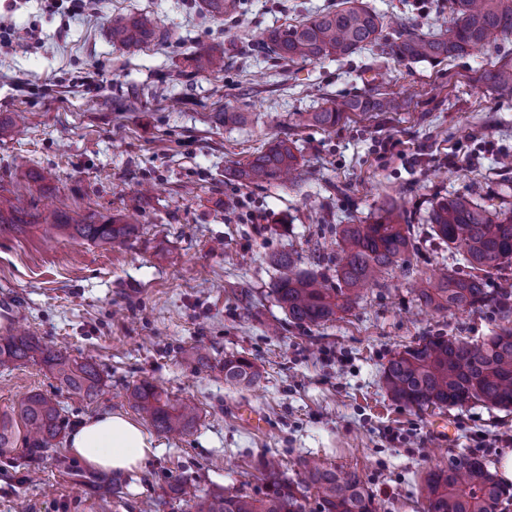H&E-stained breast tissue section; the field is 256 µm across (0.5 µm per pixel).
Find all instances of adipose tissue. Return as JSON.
I'll use <instances>...</instances> for the list:
<instances>
[{
  "mask_svg": "<svg viewBox=\"0 0 512 512\" xmlns=\"http://www.w3.org/2000/svg\"><path fill=\"white\" fill-rule=\"evenodd\" d=\"M70 451L91 468L120 474L145 465L154 453L143 428L124 414L102 412L86 420L68 437Z\"/></svg>",
  "mask_w": 512,
  "mask_h": 512,
  "instance_id": "obj_1",
  "label": "adipose tissue"
}]
</instances>
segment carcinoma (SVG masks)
<instances>
[{
	"mask_svg": "<svg viewBox=\"0 0 512 512\" xmlns=\"http://www.w3.org/2000/svg\"><path fill=\"white\" fill-rule=\"evenodd\" d=\"M214 17L236 16L240 0H203ZM452 26L439 34H419L414 25L399 21L390 53L410 62L443 63L469 55L475 48L498 44L512 37V0H448ZM383 17L361 0H339L297 25L265 33L263 49L277 60L317 61L334 56L345 59L379 44ZM112 43L125 47L160 43L167 32L148 14L120 15L111 20ZM198 72H224V49L211 47L191 57ZM485 83L502 99H512V62L499 61L485 71ZM398 96L377 93L351 96L313 112L298 113L299 123L330 129L351 116L367 112H401ZM297 147L279 140L259 152L231 176L243 184L275 181L296 170ZM426 222L435 237L469 269L462 276L447 270L417 294L420 305L436 310L480 308L494 301L487 279L512 268V204L491 209L470 194L435 196ZM42 225L75 242L101 246L121 245L137 233V226L119 215L89 212L78 218L53 210L32 214L0 199V233L22 234ZM338 256L334 279L297 269L291 254L273 258L278 278L272 294L288 319L298 325L319 326L346 313L370 286L403 261L415 248L410 217L398 201L385 199L372 217L357 224L336 226ZM40 355L50 374L69 392L83 399L97 396L101 377L96 363L78 362L64 351L43 345L26 332L0 338V367ZM260 378L256 365L245 357L224 359V382L250 388ZM382 382L396 402L425 410L454 407L474 401L487 407H512V327L480 342H462L426 336L391 355L382 366ZM129 404L159 432L184 436L195 426L198 407L173 403L149 382L127 391ZM65 427L57 404L40 393L24 397L10 415L0 416V454L22 444L30 470L39 468L46 448L56 445ZM264 492L197 496L192 512H306L308 492L315 491L317 512H377L373 496L355 470L338 471L320 465L305 467L303 478L288 481L273 459L259 462ZM425 512H498L503 489L483 464L462 457L427 475L420 488Z\"/></svg>",
	"mask_w": 512,
	"mask_h": 512,
	"instance_id": "cac0c4a2",
	"label": "carcinoma"
}]
</instances>
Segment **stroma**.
Instances as JSON below:
<instances>
[{
  "label": "stroma",
  "mask_w": 512,
  "mask_h": 512,
  "mask_svg": "<svg viewBox=\"0 0 512 512\" xmlns=\"http://www.w3.org/2000/svg\"><path fill=\"white\" fill-rule=\"evenodd\" d=\"M386 22L424 33L451 24L437 0H365ZM336 0H244L243 20L209 16L201 0H92L65 17L41 0H0V16L28 31L0 55V113L25 126L0 131V195L31 213L60 208L132 214L137 238L101 247L35 228L0 234V333L17 329L74 358L96 359L93 401L72 397L40 361L0 369V414L42 393L67 429L112 411L130 413L128 387L147 380L171 400L200 409L196 428L153 434L144 467L118 477L121 499L78 481L87 466L66 441L46 449L37 476L14 452L0 456V512H187L213 492L263 490L258 461L272 457L290 478L307 461L357 471L379 512H424L418 488L435 467L466 456L498 473L512 452V408L479 403L418 410L387 396L382 366L424 336L475 341L504 324L496 305L419 312L412 287L452 267L426 222L433 194L512 201V101L497 98L485 69L512 59V38L439 65L380 49L348 60L285 65L266 57L264 30L285 28ZM148 13L166 41L113 44L112 17ZM220 45L221 74L188 72L193 54ZM392 92L405 112H370L326 131L299 124L320 98ZM218 112H241L221 124ZM299 149L296 183L242 185L226 174L270 142ZM42 174L40 182L27 171ZM388 196L412 218L415 248L383 286L342 318L289 322L271 288L272 256L334 274L336 227L356 224ZM243 356L258 383L224 382V360ZM262 414L253 428L241 407Z\"/></svg>",
  "instance_id": "obj_1"
}]
</instances>
